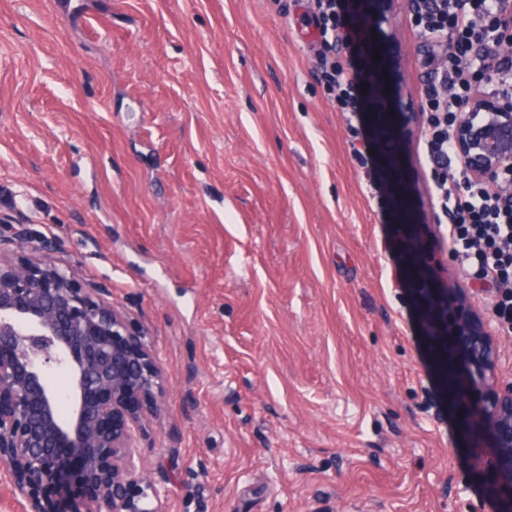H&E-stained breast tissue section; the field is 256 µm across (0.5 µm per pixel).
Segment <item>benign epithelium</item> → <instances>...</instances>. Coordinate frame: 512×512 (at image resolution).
<instances>
[{
	"label": "benign epithelium",
	"mask_w": 512,
	"mask_h": 512,
	"mask_svg": "<svg viewBox=\"0 0 512 512\" xmlns=\"http://www.w3.org/2000/svg\"><path fill=\"white\" fill-rule=\"evenodd\" d=\"M358 24L348 31L360 45L368 79L369 109L384 162L396 170L397 143L386 146L395 123L386 99L387 54L375 35L377 0H346ZM379 48L380 60L372 58ZM471 76L490 85L493 70L483 56ZM453 147L470 178L512 196V98L494 90L476 94L458 110ZM32 254L0 257V465L24 499L23 512H164L159 489L139 475L131 449L157 416L165 371L146 333L110 302V290L82 283L59 265L58 242L27 236ZM411 265L423 276L418 240L406 236ZM432 321L453 299H424ZM446 337L448 359L460 362L466 340L474 371L456 390L464 397L485 381L496 356L486 333L466 323L432 328ZM488 433L505 449L503 464L512 497V381L496 398L473 405ZM95 488L82 501L72 477Z\"/></svg>",
	"instance_id": "7a95c632"
}]
</instances>
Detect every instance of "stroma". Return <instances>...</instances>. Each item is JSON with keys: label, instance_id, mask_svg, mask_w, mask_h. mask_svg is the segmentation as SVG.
<instances>
[{"label": "stroma", "instance_id": "obj_1", "mask_svg": "<svg viewBox=\"0 0 512 512\" xmlns=\"http://www.w3.org/2000/svg\"><path fill=\"white\" fill-rule=\"evenodd\" d=\"M313 0H0V222L105 284L166 371L135 451L165 512H501L498 450L437 365L416 146L436 62L392 0L398 176L372 196L313 64Z\"/></svg>", "mask_w": 512, "mask_h": 512}]
</instances>
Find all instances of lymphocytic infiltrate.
<instances>
[{
	"label": "lymphocytic infiltrate",
	"instance_id": "1",
	"mask_svg": "<svg viewBox=\"0 0 512 512\" xmlns=\"http://www.w3.org/2000/svg\"><path fill=\"white\" fill-rule=\"evenodd\" d=\"M409 21L429 35L439 62L435 80L451 91L445 98L425 89L430 130L418 144L435 168L432 203L445 217L440 231L466 279L495 289L497 329L512 335V197L472 180L451 138L457 109L473 93L468 60L476 49H489L496 38L512 34V0H417ZM315 68L341 105L350 131L363 135L364 84L349 62L321 53Z\"/></svg>",
	"mask_w": 512,
	"mask_h": 512
}]
</instances>
